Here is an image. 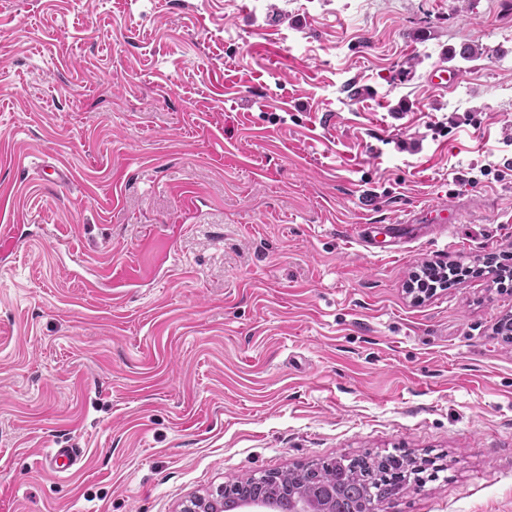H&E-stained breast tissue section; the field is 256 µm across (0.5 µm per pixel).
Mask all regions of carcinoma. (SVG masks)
Returning <instances> with one entry per match:
<instances>
[{"label": "carcinoma", "mask_w": 512, "mask_h": 512, "mask_svg": "<svg viewBox=\"0 0 512 512\" xmlns=\"http://www.w3.org/2000/svg\"><path fill=\"white\" fill-rule=\"evenodd\" d=\"M435 473V461L417 460L402 453L351 459L340 456L329 462L234 480L224 485V498L215 512H236L239 502L260 484L285 510L293 496L322 495L341 505L336 512H370L405 485H420L435 478Z\"/></svg>", "instance_id": "carcinoma-1"}]
</instances>
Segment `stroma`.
I'll return each instance as SVG.
<instances>
[{"instance_id": "obj_1", "label": "stroma", "mask_w": 512, "mask_h": 512, "mask_svg": "<svg viewBox=\"0 0 512 512\" xmlns=\"http://www.w3.org/2000/svg\"><path fill=\"white\" fill-rule=\"evenodd\" d=\"M425 205L461 221L360 242ZM1 224L0 512L388 452L444 470L379 512H512V292L406 290L512 251V0H0ZM80 459V449L55 448L42 460V465L54 472H66L75 466Z\"/></svg>"}]
</instances>
